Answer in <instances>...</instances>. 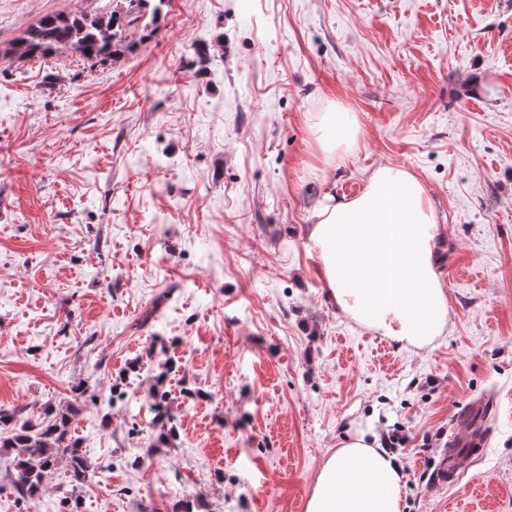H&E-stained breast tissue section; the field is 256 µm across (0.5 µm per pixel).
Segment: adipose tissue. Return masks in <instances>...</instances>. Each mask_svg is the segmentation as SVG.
Listing matches in <instances>:
<instances>
[{
	"instance_id": "adipose-tissue-1",
	"label": "adipose tissue",
	"mask_w": 512,
	"mask_h": 512,
	"mask_svg": "<svg viewBox=\"0 0 512 512\" xmlns=\"http://www.w3.org/2000/svg\"><path fill=\"white\" fill-rule=\"evenodd\" d=\"M322 151L352 146L358 126L348 112L324 113ZM309 251L331 300L356 322L405 348H425L446 327V299L435 255L432 202L411 172L382 166L352 200L314 213ZM401 468L386 449L355 434L321 466L306 512H402Z\"/></svg>"
}]
</instances>
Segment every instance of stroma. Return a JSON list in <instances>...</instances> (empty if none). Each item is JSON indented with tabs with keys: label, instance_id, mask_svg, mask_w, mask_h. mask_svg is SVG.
<instances>
[{
	"label": "stroma",
	"instance_id": "stroma-1",
	"mask_svg": "<svg viewBox=\"0 0 512 512\" xmlns=\"http://www.w3.org/2000/svg\"><path fill=\"white\" fill-rule=\"evenodd\" d=\"M112 7L0 0V409L73 407L89 465L24 497L0 451V512H305L358 432L406 436L403 512H512V0H168L96 70L6 54ZM336 105L359 136L326 154ZM385 165L442 238L424 349L344 314L308 251L314 207Z\"/></svg>",
	"mask_w": 512,
	"mask_h": 512
}]
</instances>
